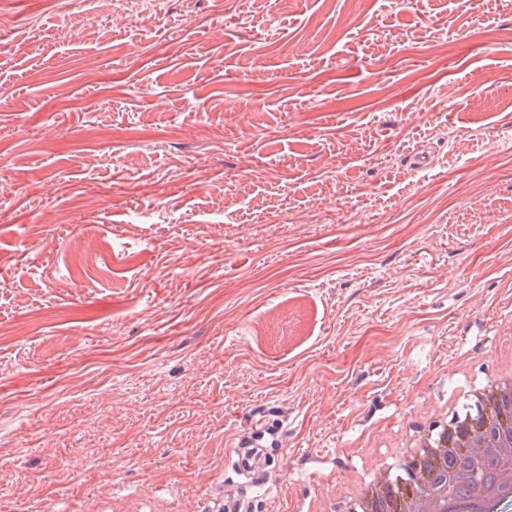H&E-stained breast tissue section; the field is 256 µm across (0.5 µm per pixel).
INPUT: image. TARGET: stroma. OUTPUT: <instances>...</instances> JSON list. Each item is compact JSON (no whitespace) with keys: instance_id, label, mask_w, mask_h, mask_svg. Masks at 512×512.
Segmentation results:
<instances>
[{"instance_id":"obj_1","label":"stroma","mask_w":512,"mask_h":512,"mask_svg":"<svg viewBox=\"0 0 512 512\" xmlns=\"http://www.w3.org/2000/svg\"><path fill=\"white\" fill-rule=\"evenodd\" d=\"M44 3L0 0V507L399 474L512 340V0Z\"/></svg>"}]
</instances>
